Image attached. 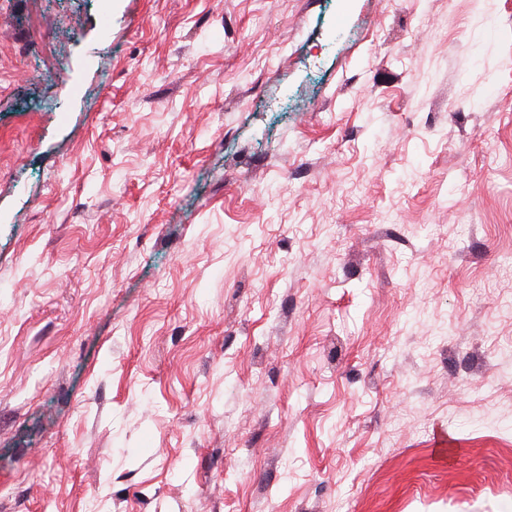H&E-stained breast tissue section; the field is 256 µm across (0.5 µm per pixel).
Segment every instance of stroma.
<instances>
[{
    "label": "stroma",
    "mask_w": 512,
    "mask_h": 512,
    "mask_svg": "<svg viewBox=\"0 0 512 512\" xmlns=\"http://www.w3.org/2000/svg\"><path fill=\"white\" fill-rule=\"evenodd\" d=\"M0 512H512V0H0Z\"/></svg>",
    "instance_id": "35a3bbf8"
}]
</instances>
